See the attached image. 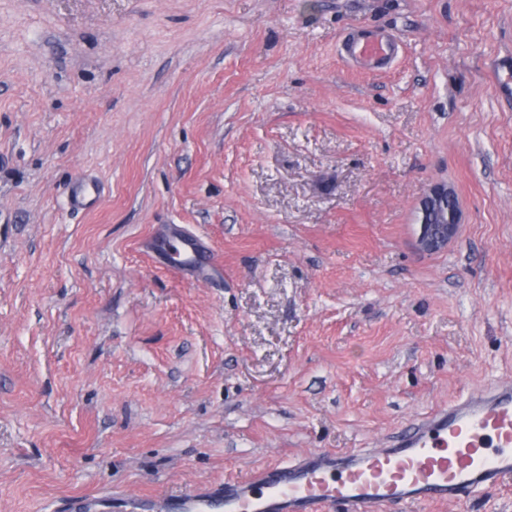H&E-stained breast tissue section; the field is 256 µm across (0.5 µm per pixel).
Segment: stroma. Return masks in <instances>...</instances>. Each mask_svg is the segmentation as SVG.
Returning a JSON list of instances; mask_svg holds the SVG:
<instances>
[{"mask_svg":"<svg viewBox=\"0 0 512 512\" xmlns=\"http://www.w3.org/2000/svg\"><path fill=\"white\" fill-rule=\"evenodd\" d=\"M362 28L393 68L342 60ZM510 73L512 0H0V512L386 446L512 378ZM164 224L206 279L147 250ZM99 200L98 184L91 179L75 183L69 194V203L75 209L94 207ZM450 199L455 200L452 208L448 207ZM417 213L419 249L434 254L447 248L448 242L456 236L460 226V211L454 190L445 183L435 184L420 198ZM430 214H437L436 224H428L427 217Z\"/></svg>","mask_w":512,"mask_h":512,"instance_id":"35a3bbf8","label":"stroma"}]
</instances>
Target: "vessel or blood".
<instances>
[{
    "label": "vessel or blood",
    "instance_id": "1",
    "mask_svg": "<svg viewBox=\"0 0 512 512\" xmlns=\"http://www.w3.org/2000/svg\"><path fill=\"white\" fill-rule=\"evenodd\" d=\"M397 43L374 30L349 37L342 57L369 71L390 67ZM94 180L75 183L73 208L95 206ZM153 247L171 266L200 276L209 251L193 236L173 230ZM512 482V380L461 394L424 414L384 448L344 453L316 450L290 462L272 463L242 477L192 487L150 502L130 496L139 512H388L390 507L460 501Z\"/></svg>",
    "mask_w": 512,
    "mask_h": 512
}]
</instances>
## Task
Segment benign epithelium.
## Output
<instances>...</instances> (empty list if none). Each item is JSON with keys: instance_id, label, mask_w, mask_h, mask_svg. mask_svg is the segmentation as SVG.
<instances>
[{"instance_id": "benign-epithelium-1", "label": "benign epithelium", "mask_w": 512, "mask_h": 512, "mask_svg": "<svg viewBox=\"0 0 512 512\" xmlns=\"http://www.w3.org/2000/svg\"><path fill=\"white\" fill-rule=\"evenodd\" d=\"M456 198L454 190L445 183L432 186L420 198L417 208L419 234L417 243L425 253H438L448 247L460 226L458 206H448Z\"/></svg>"}]
</instances>
